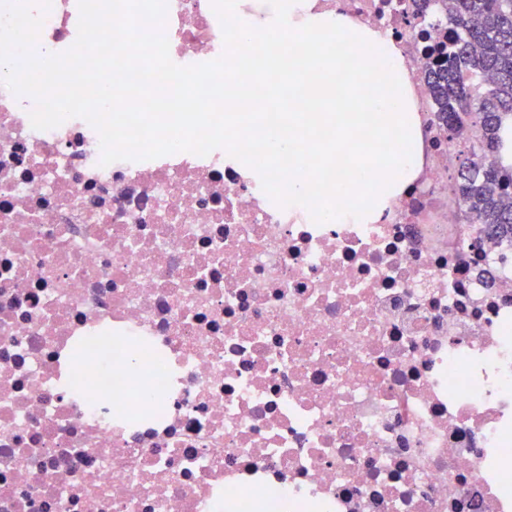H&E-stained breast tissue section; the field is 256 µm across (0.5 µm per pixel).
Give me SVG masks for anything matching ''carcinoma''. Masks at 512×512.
Returning <instances> with one entry per match:
<instances>
[{"instance_id": "carcinoma-1", "label": "carcinoma", "mask_w": 512, "mask_h": 512, "mask_svg": "<svg viewBox=\"0 0 512 512\" xmlns=\"http://www.w3.org/2000/svg\"><path fill=\"white\" fill-rule=\"evenodd\" d=\"M457 31L430 52L427 80L437 118L472 144L455 176L461 204L485 232L512 241V0H449Z\"/></svg>"}]
</instances>
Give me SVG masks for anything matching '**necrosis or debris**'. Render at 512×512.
Wrapping results in <instances>:
<instances>
[{
    "mask_svg": "<svg viewBox=\"0 0 512 512\" xmlns=\"http://www.w3.org/2000/svg\"><path fill=\"white\" fill-rule=\"evenodd\" d=\"M387 33L421 131L383 218L318 224L216 149L101 165L0 82V512H512V243L465 223L435 118L440 0H318ZM52 0L36 56L68 50ZM180 66L225 52L211 0H167ZM122 336L159 410L76 395L68 357Z\"/></svg>",
    "mask_w": 512,
    "mask_h": 512,
    "instance_id": "necrosis-or-debris-1",
    "label": "necrosis or debris"
}]
</instances>
